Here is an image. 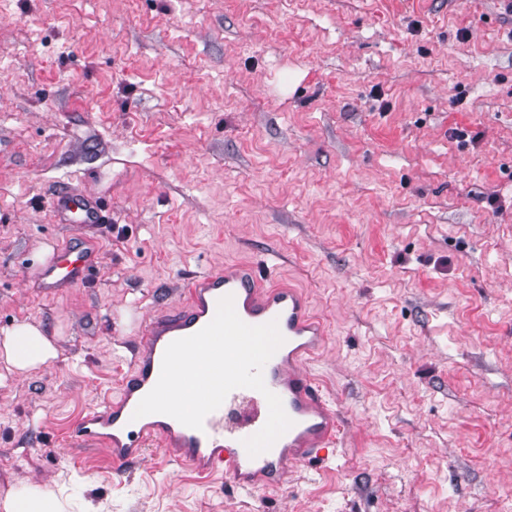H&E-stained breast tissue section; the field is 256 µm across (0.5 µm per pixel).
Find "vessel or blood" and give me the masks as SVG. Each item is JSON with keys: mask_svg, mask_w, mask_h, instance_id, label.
<instances>
[{"mask_svg": "<svg viewBox=\"0 0 512 512\" xmlns=\"http://www.w3.org/2000/svg\"><path fill=\"white\" fill-rule=\"evenodd\" d=\"M53 210L64 224L92 226L109 221L100 199L81 187L58 193ZM97 250L90 239L58 242L38 271L43 294L89 284L98 267ZM184 294L179 308L154 313L141 323V348L130 372L122 376L116 393H105L97 408L78 419L71 441L105 447L116 475L141 461L147 448L156 445L173 461L190 464L206 476L221 474L226 484L238 489L280 487L289 467L324 458L337 442L340 424L336 410L327 404L320 383L307 368L326 332L305 296L261 278L248 264L214 268L189 279ZM227 295L232 296L243 322L253 326L276 322L284 338L265 364L263 378L267 392L281 399L292 425L268 451L255 457L248 455L243 441L267 421L266 393L249 388L231 391L199 430L164 414L134 415L159 378L167 346L205 327L219 300Z\"/></svg>", "mask_w": 512, "mask_h": 512, "instance_id": "1", "label": "vessel or blood"}]
</instances>
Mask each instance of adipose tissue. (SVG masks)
<instances>
[{
    "instance_id": "1",
    "label": "adipose tissue",
    "mask_w": 512,
    "mask_h": 512,
    "mask_svg": "<svg viewBox=\"0 0 512 512\" xmlns=\"http://www.w3.org/2000/svg\"><path fill=\"white\" fill-rule=\"evenodd\" d=\"M58 356L54 337L41 324L21 321L0 330V367L8 375L27 377Z\"/></svg>"
}]
</instances>
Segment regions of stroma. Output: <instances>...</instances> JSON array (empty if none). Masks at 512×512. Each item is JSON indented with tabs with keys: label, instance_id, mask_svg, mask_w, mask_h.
Segmentation results:
<instances>
[{
	"label": "stroma",
	"instance_id": "obj_1",
	"mask_svg": "<svg viewBox=\"0 0 512 512\" xmlns=\"http://www.w3.org/2000/svg\"><path fill=\"white\" fill-rule=\"evenodd\" d=\"M100 197L101 269L42 296L51 202ZM253 263L328 330L341 421L276 490L67 439L181 282ZM0 502L65 512H512V0H0ZM0 334V359L7 375L26 378L59 356L54 336H47L40 323L16 322ZM7 375L0 374L1 384ZM4 509L5 512H57L62 506L52 490L37 486L11 493Z\"/></svg>",
	"mask_w": 512,
	"mask_h": 512
}]
</instances>
